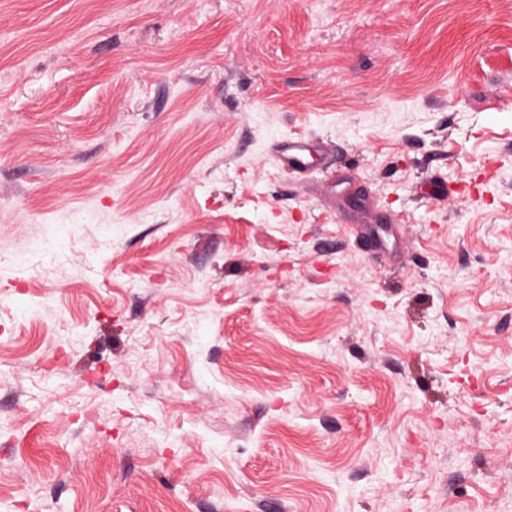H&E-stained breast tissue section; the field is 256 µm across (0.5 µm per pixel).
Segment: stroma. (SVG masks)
<instances>
[{"instance_id": "35a3bbf8", "label": "stroma", "mask_w": 512, "mask_h": 512, "mask_svg": "<svg viewBox=\"0 0 512 512\" xmlns=\"http://www.w3.org/2000/svg\"><path fill=\"white\" fill-rule=\"evenodd\" d=\"M0 512H512V0H0ZM328 142L320 138L288 139L275 150L277 163L294 173L309 177L313 170L311 161L326 155Z\"/></svg>"}]
</instances>
